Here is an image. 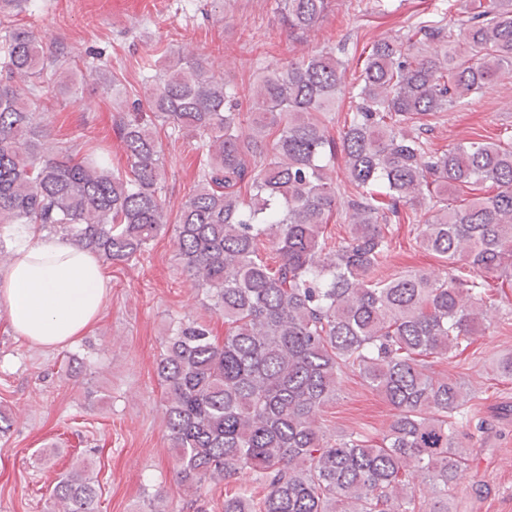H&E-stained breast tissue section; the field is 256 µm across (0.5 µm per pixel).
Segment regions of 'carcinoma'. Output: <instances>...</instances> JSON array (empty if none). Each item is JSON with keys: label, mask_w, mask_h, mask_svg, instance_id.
Here are the masks:
<instances>
[{"label": "carcinoma", "mask_w": 512, "mask_h": 512, "mask_svg": "<svg viewBox=\"0 0 512 512\" xmlns=\"http://www.w3.org/2000/svg\"><path fill=\"white\" fill-rule=\"evenodd\" d=\"M330 2L276 0L298 38ZM448 15L460 17L455 35L420 19L411 35L371 44L338 141L325 117L346 65L333 51L259 77L247 138L223 78L197 58L168 60L148 111L115 123L124 173L49 142L35 80L67 56L0 19V227L30 224L130 264L169 229L153 121L202 141L174 232L183 269L224 316V339L205 321L182 322L156 372L179 484L195 494L251 472L264 486L260 498L242 485L225 493L224 512H448L468 467L460 428L473 396L427 359L462 354L493 302L489 280L512 279V141L434 151L411 125L512 72V0H448ZM338 153L352 192L348 236L333 245ZM422 206L432 220L415 217ZM403 218L448 263L444 276L382 274L389 226ZM348 371L394 411L378 440L324 427ZM100 492L87 467H73L54 482L49 512H98Z\"/></svg>", "instance_id": "cac0c4a2"}]
</instances>
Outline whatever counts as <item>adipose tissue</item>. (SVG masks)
Instances as JSON below:
<instances>
[{"label":"adipose tissue","instance_id":"ef3b65f1","mask_svg":"<svg viewBox=\"0 0 512 512\" xmlns=\"http://www.w3.org/2000/svg\"><path fill=\"white\" fill-rule=\"evenodd\" d=\"M11 263L0 269V304L20 336L53 348L74 342L99 317L110 285L91 252L57 234L14 229Z\"/></svg>","mask_w":512,"mask_h":512}]
</instances>
